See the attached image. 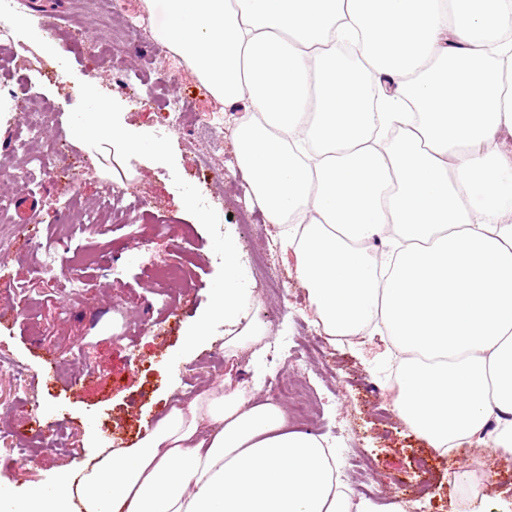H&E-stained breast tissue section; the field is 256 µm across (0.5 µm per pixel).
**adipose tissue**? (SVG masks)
<instances>
[{
  "instance_id": "ef3b65f1",
  "label": "adipose tissue",
  "mask_w": 512,
  "mask_h": 512,
  "mask_svg": "<svg viewBox=\"0 0 512 512\" xmlns=\"http://www.w3.org/2000/svg\"><path fill=\"white\" fill-rule=\"evenodd\" d=\"M156 38L227 104L235 167L330 337L371 329L400 362L396 415L440 453L512 457V0H144ZM74 141L151 163L88 94ZM382 239L381 254L367 241ZM209 319L242 308L236 244ZM0 512H407L353 500L329 441L221 380L132 446L60 469Z\"/></svg>"
}]
</instances>
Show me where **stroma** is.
I'll use <instances>...</instances> for the list:
<instances>
[{
  "label": "stroma",
  "mask_w": 512,
  "mask_h": 512,
  "mask_svg": "<svg viewBox=\"0 0 512 512\" xmlns=\"http://www.w3.org/2000/svg\"><path fill=\"white\" fill-rule=\"evenodd\" d=\"M23 24L15 25L10 47L14 56L29 60L21 69L6 62L0 85L16 94L20 107L26 88H33L55 104L42 135L57 144L67 132L70 115L81 97V79L97 80L98 94L109 100L112 111L123 113L126 125L141 139L165 145L160 162L145 166L133 159H103L96 148L79 146L81 157L91 159L94 175L75 179L66 161L52 157L49 174L30 178L28 196L12 193V175L0 171V195L11 203L15 219L0 223V238L8 245L0 251V380L16 384L0 404V433L14 428L31 430L28 416L38 411L41 425L60 435L59 442L43 447L34 462L19 451L0 447V469L9 470L16 491L54 478L60 468L80 472L98 452L119 441H135L145 419H159L170 401L192 395L194 377L217 382L225 373L235 380L260 377L304 378L313 395L315 416L310 432L328 438L337 453L354 447L370 466L375 499L384 504L392 496L408 501L409 512H467L460 490L450 478L464 462L490 459L489 451L463 447L456 455L437 457L426 439L405 426L393 413L388 389L392 363L384 337L372 335L356 345L325 349L307 364L292 362L297 343L315 334L317 316L293 256L279 247V224L243 223L245 210L240 176L234 170L233 128L225 106L214 99L189 68L178 80L153 70L150 61L157 40L145 23L143 0H129L130 10L143 25L137 42L121 39L118 31L101 30L106 51L79 50L85 28L93 17L83 11L82 0H29ZM55 21L53 38L64 52L62 65L40 56L23 35L24 24L44 29ZM147 75L156 95L112 92L110 75L116 69ZM178 98L205 112L212 136L197 134L193 124L165 131L166 100ZM219 139L222 155H213L212 139ZM223 165L224 179L216 181L210 169ZM134 186L148 200L147 209L109 224H78L70 232L69 250L59 260L89 255L93 262L76 287L65 288L41 273L42 256L34 251L32 230L54 233L79 207L92 206L105 183ZM192 207H184L185 199ZM165 224L159 235L155 225ZM238 248L241 285L250 296L244 322L260 321L265 335L257 346L261 358L250 352L206 364L224 350L230 330L221 319L210 320L203 343L186 348L184 335L212 301L211 287L224 276L223 238ZM279 277L271 290L255 264L256 255ZM184 267L177 282L162 281L151 273L152 259ZM140 325L137 337L123 333L125 320ZM64 366L58 378L45 366L46 358ZM430 458V487L417 494L414 459Z\"/></svg>",
  "instance_id": "stroma-1"
}]
</instances>
